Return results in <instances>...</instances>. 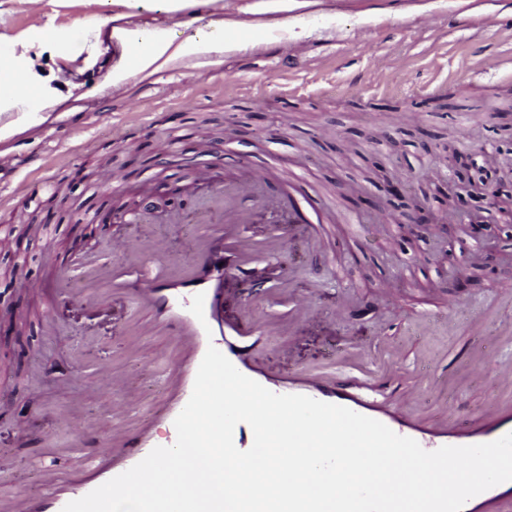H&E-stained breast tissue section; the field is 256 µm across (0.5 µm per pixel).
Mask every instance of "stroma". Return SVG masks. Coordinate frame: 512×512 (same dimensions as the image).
I'll list each match as a JSON object with an SVG mask.
<instances>
[{"instance_id":"obj_1","label":"stroma","mask_w":512,"mask_h":512,"mask_svg":"<svg viewBox=\"0 0 512 512\" xmlns=\"http://www.w3.org/2000/svg\"><path fill=\"white\" fill-rule=\"evenodd\" d=\"M31 8L0 0V51L29 45L62 97L50 109L31 101L25 131L0 141V155L19 158L0 172L11 200L0 251L13 265L0 275V498L38 496L46 449L99 457L112 438L103 410L115 404L167 443L155 416L167 397L156 371L177 366L167 337L133 335V297L81 292L112 266L135 275L149 266L112 253L119 235L163 238L171 272L188 267L216 211L196 191L205 168L270 174L268 192L240 201L253 216L242 232L260 250L248 274L225 272L222 316L262 326L251 358L271 382L324 371L390 406L418 399L432 419L449 402L463 421L512 396L491 375L495 360L488 375L470 371L478 350L506 342L496 318L512 316V245L493 242L490 274L475 264L466 225L443 234L406 220L454 192L438 165L444 148L490 152L512 136V69L500 66L512 58V0H210L204 10L190 0L179 15L136 0H40L36 18ZM213 21L224 24L222 49L108 82L114 62L138 54L111 39L113 28L167 29L181 42ZM406 112L423 118L403 121ZM92 170L113 174L111 191L87 179ZM394 181L398 199L386 192ZM287 184L303 204L292 218L275 203ZM163 185L188 205L100 223L111 195L129 203ZM442 236L458 260L441 269ZM273 239L287 252L267 253ZM385 283L393 295L382 302ZM284 287L311 311L293 330ZM456 301L463 309L452 310ZM488 304L496 317L473 330ZM354 343L403 346L401 369L370 384L345 362ZM101 367L126 375L128 389L101 384ZM83 418L99 423L85 437Z\"/></svg>"}]
</instances>
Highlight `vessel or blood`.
<instances>
[{
  "instance_id": "obj_1",
  "label": "vessel or blood",
  "mask_w": 512,
  "mask_h": 512,
  "mask_svg": "<svg viewBox=\"0 0 512 512\" xmlns=\"http://www.w3.org/2000/svg\"><path fill=\"white\" fill-rule=\"evenodd\" d=\"M264 171H253L246 177L224 184V230L220 238H204L191 267L185 270L178 283H171L168 274L155 272L137 283L132 293L139 306L152 313L158 324L175 323L181 328L176 346L181 353L183 369L172 371L167 379L168 387L174 391L172 400L164 408L167 421H174L187 404L193 390L198 367L206 353L209 338L205 325L216 321L215 310L220 289L218 280L225 267L243 270L255 255L252 243L239 233L240 224L246 223L247 214L239 210L238 198L256 193L266 183ZM204 294V316L196 318L189 310L196 294ZM251 345L244 344L225 349V356L243 375L257 378L258 373L250 360ZM304 395L316 400L341 405L359 414L376 419L396 434L416 440L428 451L443 446H467L495 441L512 433V404L489 406L478 418L462 423H433L421 415L410 402H403L397 414H383L355 395L341 379L328 380L319 373L306 374ZM134 451L127 452L114 447L110 456L122 459V467L100 469L92 479L80 477L61 478L54 468H47L45 490L39 509H32L25 495L15 496L7 512H62L70 501L79 499L113 477L121 469L131 468L141 461L153 448L146 434H139ZM463 512H512V481L503 482L471 498Z\"/></svg>"
}]
</instances>
